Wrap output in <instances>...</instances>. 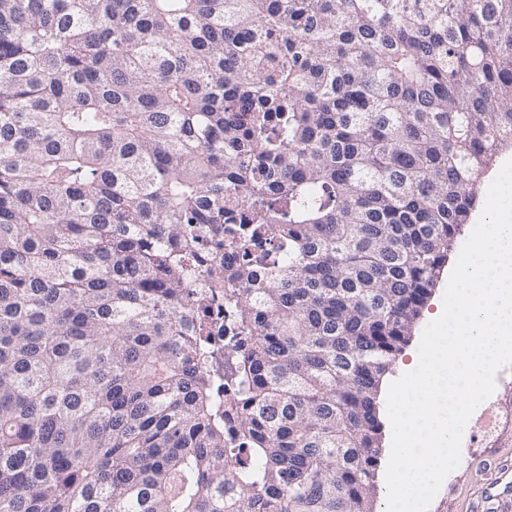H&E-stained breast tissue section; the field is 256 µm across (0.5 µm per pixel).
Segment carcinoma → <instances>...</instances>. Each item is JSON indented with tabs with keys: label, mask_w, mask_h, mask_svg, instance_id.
<instances>
[{
	"label": "carcinoma",
	"mask_w": 512,
	"mask_h": 512,
	"mask_svg": "<svg viewBox=\"0 0 512 512\" xmlns=\"http://www.w3.org/2000/svg\"><path fill=\"white\" fill-rule=\"evenodd\" d=\"M511 144L512 0H0V512H375ZM512 159V147L503 149L494 159L488 172L484 175L478 189V202L473 214V224L468 225L462 235L456 240L455 246L452 252L449 254L448 262L445 265L442 275L434 288L431 297L428 299L418 323L413 331L412 337L407 345L404 346L402 351L396 356L391 371L386 375L385 380L381 385L380 397L382 403L379 404L381 408V422L383 424L382 429V451L380 455V461L378 463L375 475V481L377 485V497H376V512H386V499H387V487L385 481L386 468L388 463V450L391 448L392 442V427L386 412V401L385 391L386 388L403 373L410 371L418 363V347L421 340V336L425 327L431 321L437 318L439 308L443 302V295L448 283V276L454 268L463 244L470 235L472 229L479 220L483 208L484 200L486 198L487 190L490 184L493 182L502 165L508 160Z\"/></svg>",
	"instance_id": "1"
}]
</instances>
